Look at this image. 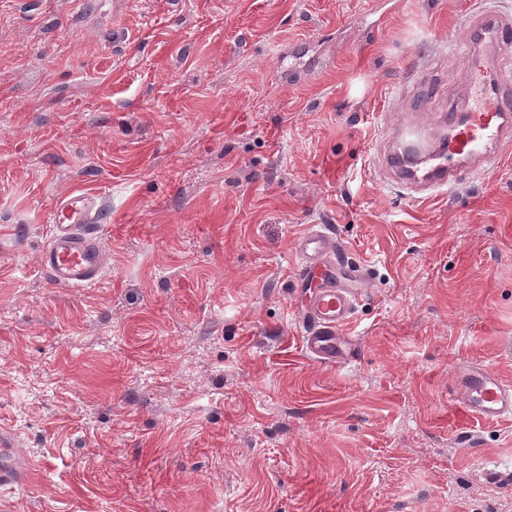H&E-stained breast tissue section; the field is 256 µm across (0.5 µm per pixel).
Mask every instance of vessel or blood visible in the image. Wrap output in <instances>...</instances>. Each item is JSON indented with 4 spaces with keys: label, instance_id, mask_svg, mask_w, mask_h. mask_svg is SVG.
I'll return each mask as SVG.
<instances>
[{
    "label": "vessel or blood",
    "instance_id": "vessel-or-blood-1",
    "mask_svg": "<svg viewBox=\"0 0 512 512\" xmlns=\"http://www.w3.org/2000/svg\"><path fill=\"white\" fill-rule=\"evenodd\" d=\"M468 38L462 63L468 84L465 114L438 113L432 129L435 147L421 156L423 172L401 163L398 150H384L378 162L411 192L427 197L452 191L475 173L512 158V16L483 8L465 19ZM98 200L70 196L57 209L39 263L51 281L64 288L97 286L104 276L99 227L91 214ZM299 262L294 287L306 298L297 314L303 326L302 349L311 358L346 367L355 347L345 331L359 301L371 286L368 268L345 264L344 245L326 227L306 228L295 244ZM468 416L484 421L512 419V385L482 366L469 367L449 393Z\"/></svg>",
    "mask_w": 512,
    "mask_h": 512
}]
</instances>
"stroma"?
Listing matches in <instances>:
<instances>
[{"mask_svg":"<svg viewBox=\"0 0 512 512\" xmlns=\"http://www.w3.org/2000/svg\"><path fill=\"white\" fill-rule=\"evenodd\" d=\"M479 0H0V512H512V163L409 196L388 113L464 110ZM309 70L303 83L288 69ZM87 193L102 284L38 256ZM372 286L345 368L301 350L294 244ZM448 395L473 419H512V385L486 367H469Z\"/></svg>","mask_w":512,"mask_h":512,"instance_id":"stroma-1","label":"stroma"}]
</instances>
